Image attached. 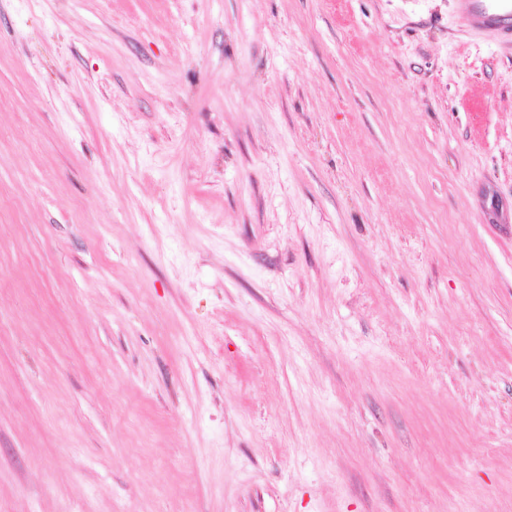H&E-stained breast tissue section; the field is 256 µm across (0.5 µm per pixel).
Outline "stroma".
Wrapping results in <instances>:
<instances>
[{
    "label": "stroma",
    "instance_id": "stroma-1",
    "mask_svg": "<svg viewBox=\"0 0 512 512\" xmlns=\"http://www.w3.org/2000/svg\"><path fill=\"white\" fill-rule=\"evenodd\" d=\"M0 512H512V41L0 0Z\"/></svg>",
    "mask_w": 512,
    "mask_h": 512
}]
</instances>
